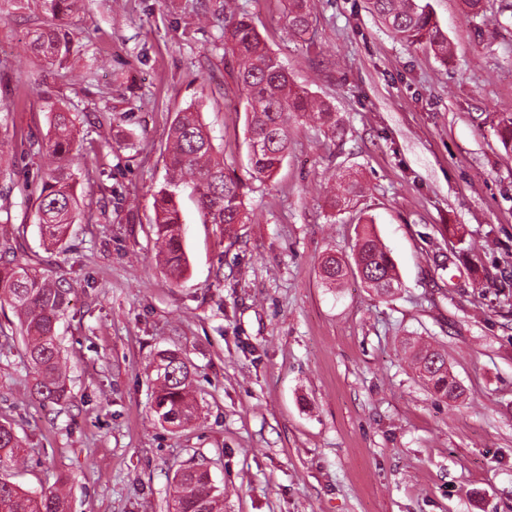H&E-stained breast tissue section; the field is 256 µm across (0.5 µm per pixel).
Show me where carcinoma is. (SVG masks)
I'll return each instance as SVG.
<instances>
[{
  "mask_svg": "<svg viewBox=\"0 0 512 512\" xmlns=\"http://www.w3.org/2000/svg\"><path fill=\"white\" fill-rule=\"evenodd\" d=\"M80 0H40L49 16L45 26L30 42L33 52L53 65L69 52L70 37L64 17ZM314 0H288V33L297 38L308 34ZM373 11L401 41L430 48L448 57V38L424 0H371ZM224 37L238 62L237 81L249 112L247 134L252 176L258 180L274 177L288 155L290 120L311 118L336 133V119L326 100L296 86L281 61L270 52L251 19L231 13L224 24ZM77 114L61 108L50 110L51 132L39 144V152L51 161L35 199V214L41 227L45 250L54 251L67 239L70 227L80 215L78 181L68 164L75 146ZM169 178L154 197L153 231L164 246L167 275L174 281L185 277L188 258L180 234L179 195L190 189L204 222L229 229L250 220L244 202L243 184L228 173L224 156L213 145L200 119V113L186 108L170 128L165 158ZM371 217L357 219L354 265L329 255L321 266L323 280L334 284L356 272L378 296L387 297L399 286L396 266L390 252L374 230ZM70 289L50 280L37 265L23 264L16 256L0 254V307L17 311L25 335L27 360L37 378L33 393L39 399L60 403L68 397L66 374L57 343L56 323L67 309ZM412 364L433 394L455 403L462 388L448 368L443 355L430 345L410 344ZM152 410L158 420L182 428L197 415L191 372L176 351L160 356ZM23 443L10 422L0 423V470L18 463ZM224 494L212 484L208 471L195 467L180 471L174 478L173 512H223ZM0 512H68L66 495L57 488L38 494L0 478Z\"/></svg>",
  "mask_w": 512,
  "mask_h": 512,
  "instance_id": "1",
  "label": "carcinoma"
}]
</instances>
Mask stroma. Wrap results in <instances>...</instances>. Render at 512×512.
I'll list each match as a JSON object with an SVG mask.
<instances>
[{
  "mask_svg": "<svg viewBox=\"0 0 512 512\" xmlns=\"http://www.w3.org/2000/svg\"><path fill=\"white\" fill-rule=\"evenodd\" d=\"M453 51L400 42L368 0H315L305 38L288 0H81L71 51L46 65L29 48L45 16L12 0L0 19V248L46 261L70 303L56 332L68 400L32 397L18 318L0 309V421L24 464L9 481L64 487L70 512H169L177 471L205 464L224 512H512V11L428 0ZM251 17L297 85L330 101L338 135L288 126L279 173L251 175L245 100L224 46L226 5ZM39 80L42 95L29 89ZM78 113L72 171L89 179L66 248L46 253L31 199L49 105ZM194 108L251 221L224 233L181 201L186 276L172 282L152 231L168 133ZM361 188L334 205L341 175ZM394 260L378 297L356 275L326 284L323 258L352 260L358 212ZM445 355L465 395L438 400L406 342ZM179 351L199 414L174 429L151 405L156 365Z\"/></svg>",
  "mask_w": 512,
  "mask_h": 512,
  "instance_id": "35a3bbf8",
  "label": "stroma"
}]
</instances>
